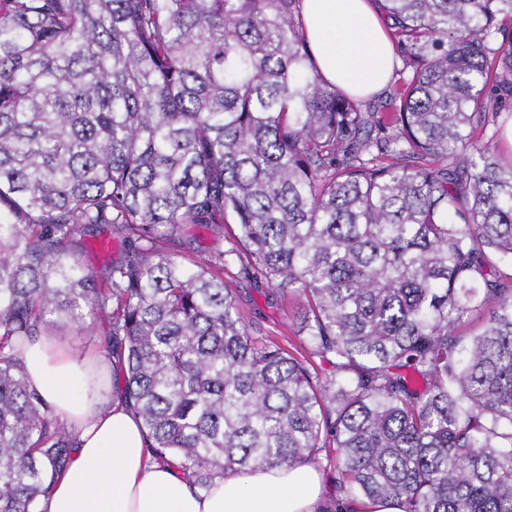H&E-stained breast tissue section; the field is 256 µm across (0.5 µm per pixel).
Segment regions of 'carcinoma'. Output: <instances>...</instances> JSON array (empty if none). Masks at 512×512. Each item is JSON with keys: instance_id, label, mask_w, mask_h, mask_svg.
Instances as JSON below:
<instances>
[{"instance_id": "cac0c4a2", "label": "carcinoma", "mask_w": 512, "mask_h": 512, "mask_svg": "<svg viewBox=\"0 0 512 512\" xmlns=\"http://www.w3.org/2000/svg\"><path fill=\"white\" fill-rule=\"evenodd\" d=\"M300 3L0 0V512L77 445L24 347L87 318L199 488L323 454L335 512H512V0H379L382 110L314 72ZM228 223L188 265L184 226ZM100 226L124 257L95 270ZM231 266L305 300L301 350L250 330Z\"/></svg>"}]
</instances>
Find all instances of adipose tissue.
Instances as JSON below:
<instances>
[{"mask_svg": "<svg viewBox=\"0 0 512 512\" xmlns=\"http://www.w3.org/2000/svg\"><path fill=\"white\" fill-rule=\"evenodd\" d=\"M301 15L320 77L358 99L382 92L394 48L374 0H301ZM29 385L74 429L80 444L67 474L45 499V512H320V478L308 465L215 478L200 490L150 461L140 420L120 393L90 390L87 360L56 337L27 346Z\"/></svg>", "mask_w": 512, "mask_h": 512, "instance_id": "1", "label": "adipose tissue"}]
</instances>
